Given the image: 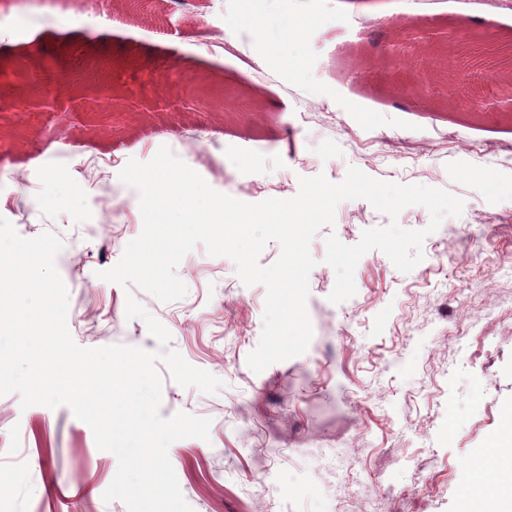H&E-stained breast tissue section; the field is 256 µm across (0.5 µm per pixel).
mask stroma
<instances>
[{"mask_svg": "<svg viewBox=\"0 0 512 512\" xmlns=\"http://www.w3.org/2000/svg\"><path fill=\"white\" fill-rule=\"evenodd\" d=\"M112 18L136 35H95L99 0H58L65 27L45 25L23 46L0 29V216L31 239L50 232L69 293L68 327L86 348L160 344L142 319H127L134 297L170 332V348L220 378L207 395L164 376L161 414L212 421L209 440L173 443L169 455L193 512H463V490L478 454L512 425V158L490 141L512 143V118L441 112L392 85L382 65L395 24L512 36V0H288L308 17L297 51L305 76L289 77L238 31L233 52L214 56L212 27L237 0H152L135 12L112 0ZM252 51L241 68L236 52ZM50 62L106 74L109 98L143 102L121 122L88 102L86 86L43 88L49 106L23 112L28 86L19 66ZM210 80L243 101L199 112L150 110L149 74L167 64ZM168 146L189 167L232 145L252 155V175L225 161L213 189L246 203L287 199L299 180L341 182L355 167L383 182L444 189L463 201L423 244V260L399 272L381 251L359 261L357 292L328 299L335 273L325 239L345 244L388 224L368 201L342 202L333 230L311 243L307 310L313 337L297 357L253 372L248 354L263 329L266 290L244 285L234 262L196 247L177 267L187 294L163 303L100 279L142 231L139 195L119 178L130 159ZM116 456L99 450L91 428L66 406L21 409L0 396V512H127L103 494Z\"/></svg>", "mask_w": 512, "mask_h": 512, "instance_id": "35a3bbf8", "label": "stroma"}]
</instances>
